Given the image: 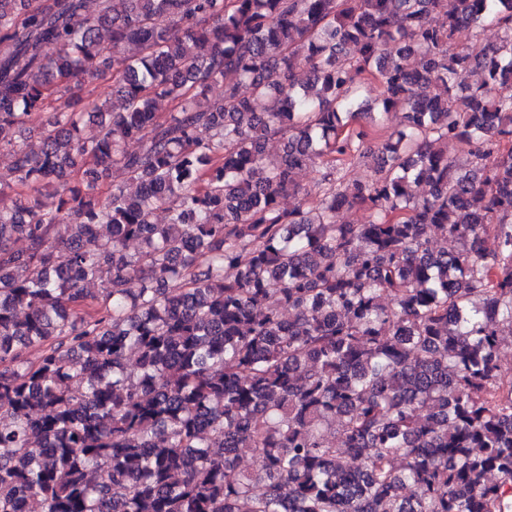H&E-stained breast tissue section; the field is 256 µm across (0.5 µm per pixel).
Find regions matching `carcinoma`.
<instances>
[{"label":"carcinoma","instance_id":"cac0c4a2","mask_svg":"<svg viewBox=\"0 0 512 512\" xmlns=\"http://www.w3.org/2000/svg\"><path fill=\"white\" fill-rule=\"evenodd\" d=\"M2 161L0 512H512V0H0Z\"/></svg>","mask_w":512,"mask_h":512}]
</instances>
